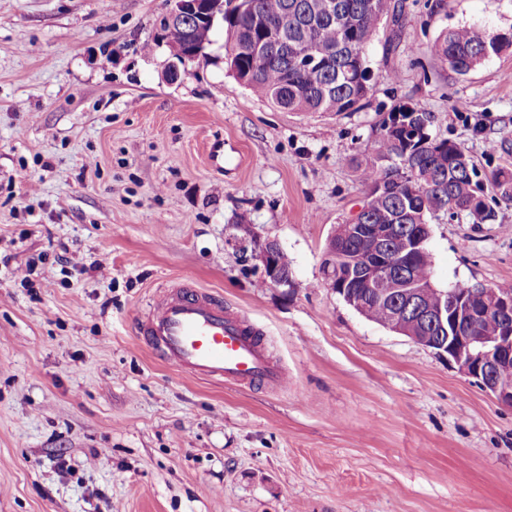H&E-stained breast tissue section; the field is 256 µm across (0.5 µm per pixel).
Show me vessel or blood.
Instances as JSON below:
<instances>
[{
    "label": "vessel or blood",
    "mask_w": 512,
    "mask_h": 512,
    "mask_svg": "<svg viewBox=\"0 0 512 512\" xmlns=\"http://www.w3.org/2000/svg\"><path fill=\"white\" fill-rule=\"evenodd\" d=\"M140 333L164 359L194 375L272 387L283 382L260 331L205 290L164 289Z\"/></svg>",
    "instance_id": "obj_1"
}]
</instances>
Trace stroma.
<instances>
[{
    "label": "stroma",
    "instance_id": "35a3bbf8",
    "mask_svg": "<svg viewBox=\"0 0 512 512\" xmlns=\"http://www.w3.org/2000/svg\"><path fill=\"white\" fill-rule=\"evenodd\" d=\"M401 3L366 105L336 114L253 95L219 21L167 79L169 0H0V512H512V409L322 284L364 197L351 158L413 103L496 212L433 219L435 287L512 285V202L488 184L512 171V49L464 76L427 53L450 27L512 29V0ZM179 283L254 324L284 383L163 360L137 327ZM254 240L258 243L255 257L260 262L267 281L277 288H292L291 275L283 269L279 261L282 253L279 244L269 238L261 241L254 236ZM281 260L284 266L290 267L286 254L282 253Z\"/></svg>",
    "mask_w": 512,
    "mask_h": 512
}]
</instances>
